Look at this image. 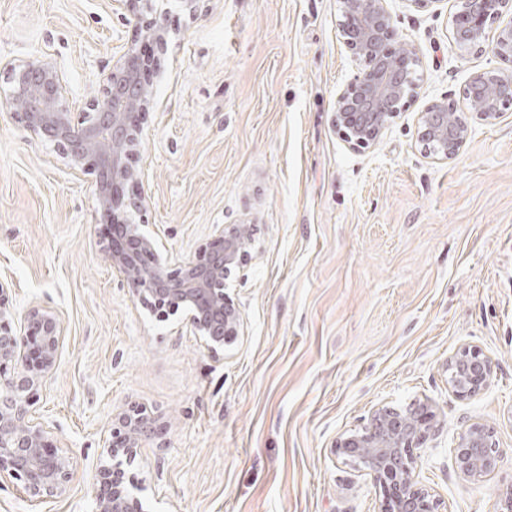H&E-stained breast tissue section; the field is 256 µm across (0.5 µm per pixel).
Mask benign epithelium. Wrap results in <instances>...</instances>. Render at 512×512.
Instances as JSON below:
<instances>
[{"label":"benign epithelium","mask_w":512,"mask_h":512,"mask_svg":"<svg viewBox=\"0 0 512 512\" xmlns=\"http://www.w3.org/2000/svg\"><path fill=\"white\" fill-rule=\"evenodd\" d=\"M452 34L461 49L482 48L488 24L512 12V0H457ZM343 45L352 57L368 62L336 97L335 126L353 148L374 144L400 111L413 88L415 52L390 53L386 39L391 15L385 0H343ZM494 54L512 63V21L492 41ZM156 61L129 46L106 76L104 96L75 113L63 104L64 80L45 59H35L14 71L12 103L17 117L34 136L53 140L62 148L70 170L93 176V194L102 211L112 217V238L105 252L131 296L164 318L181 311L183 324L213 351L232 345L239 336L240 314L224 292V280L244 266L251 230L248 224L222 229L195 259L178 270L168 269L156 240L141 231L131 216L140 212L139 196L125 198L128 183L142 184L133 166L136 147L149 118L151 99L144 74ZM470 111L490 123L512 104V70L474 72L466 86ZM448 101L431 104L419 118V138L435 154L450 159L465 144L469 128L461 115L448 124ZM0 283V474L23 483L30 502L39 505L63 496L73 477L71 458L49 447L43 427L30 411L34 390L54 368L63 336L57 314L31 307L18 329L9 325ZM493 360L464 345L448 358V386L460 398L480 394L491 383ZM437 428L432 405L405 411L382 406L369 422L336 441V453L361 466L380 489V512H438L439 502L417 480V453ZM155 420L132 408L115 415L112 439L97 472L94 512H153L125 485L124 464L134 450L156 434ZM503 455L492 428L473 423L459 436L455 467L471 482L491 472Z\"/></svg>","instance_id":"benign-epithelium-1"}]
</instances>
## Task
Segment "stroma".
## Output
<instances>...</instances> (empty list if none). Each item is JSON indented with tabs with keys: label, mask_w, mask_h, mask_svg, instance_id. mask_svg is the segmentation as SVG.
<instances>
[{
	"label": "stroma",
	"mask_w": 512,
	"mask_h": 512,
	"mask_svg": "<svg viewBox=\"0 0 512 512\" xmlns=\"http://www.w3.org/2000/svg\"><path fill=\"white\" fill-rule=\"evenodd\" d=\"M387 47L418 53V86L369 148L336 133L337 94L366 67L340 35L341 0H156L168 33L147 80L153 104L136 156L142 219L170 269L229 224L252 245L227 292L242 321L209 350L173 316L131 298L105 260L107 217L91 178L14 115L9 69L42 57L65 98L102 97L121 46L140 44L108 0H0V282L10 309L55 311L64 336L31 411L73 462L66 495L39 506L0 479V512H92L103 441L141 406L157 436L128 475L159 512H380L381 495L337 439L381 406L429 403L440 423L416 473L441 512H500L512 484V108L467 112L491 51L451 35L438 12L386 0ZM466 111L457 157L419 143L420 112ZM478 347L491 385L458 398L448 359ZM494 428L504 450L483 481L455 470L460 433Z\"/></svg>",
	"instance_id": "35a3bbf8"
}]
</instances>
